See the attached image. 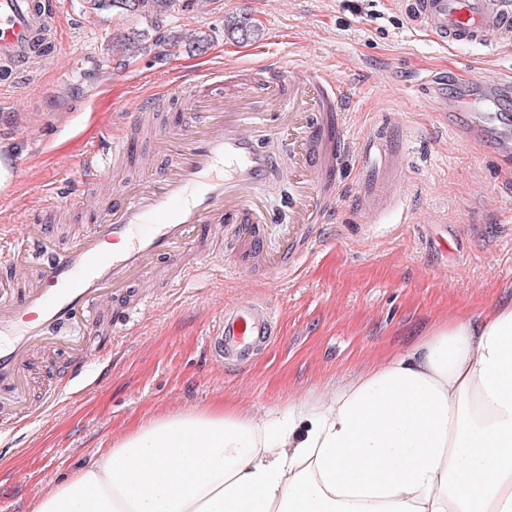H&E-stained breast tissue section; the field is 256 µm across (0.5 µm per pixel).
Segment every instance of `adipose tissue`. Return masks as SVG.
Listing matches in <instances>:
<instances>
[{
	"label": "adipose tissue",
	"mask_w": 512,
	"mask_h": 512,
	"mask_svg": "<svg viewBox=\"0 0 512 512\" xmlns=\"http://www.w3.org/2000/svg\"><path fill=\"white\" fill-rule=\"evenodd\" d=\"M33 512H512V300L285 409L129 428Z\"/></svg>",
	"instance_id": "ef3b65f1"
}]
</instances>
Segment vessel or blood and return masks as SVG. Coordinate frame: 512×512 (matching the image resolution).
Masks as SVG:
<instances>
[{"instance_id": "1", "label": "vessel or blood", "mask_w": 512, "mask_h": 512, "mask_svg": "<svg viewBox=\"0 0 512 512\" xmlns=\"http://www.w3.org/2000/svg\"><path fill=\"white\" fill-rule=\"evenodd\" d=\"M406 14L414 29L445 46H481L491 32L512 40V0H407ZM62 46L58 0H0V84L36 80L34 63ZM349 99L348 83L316 65L278 58L231 71L206 69L189 80L167 78L164 98L145 95L142 107L178 112L172 125L114 110L107 151L81 156L82 188L55 185L44 196L46 210L81 213L87 230L66 242L43 225L20 242L0 236V272L39 268L31 288L0 289V417L27 425L14 402L21 369L34 350L50 345L51 335L72 326L79 339L64 350L71 370L57 380L46 408L71 393L75 376L111 351L99 338L101 324L114 329L125 322L131 285L156 262H168L176 286L222 264L207 235L211 225H224L247 260L275 278L294 270L336 218ZM261 134L287 137L301 160L300 170L288 173L296 194L283 243L273 252L264 247L267 220L255 194L275 166L258 145ZM146 138L161 145L154 155L164 165L161 174L146 181L111 177L128 160L131 142ZM392 157L387 140L374 137L364 141L359 162L390 178ZM107 178L106 205L86 211V196ZM116 242L120 250L106 252ZM275 334V311L255 297L225 307L206 345L212 362L240 370Z\"/></svg>"}]
</instances>
